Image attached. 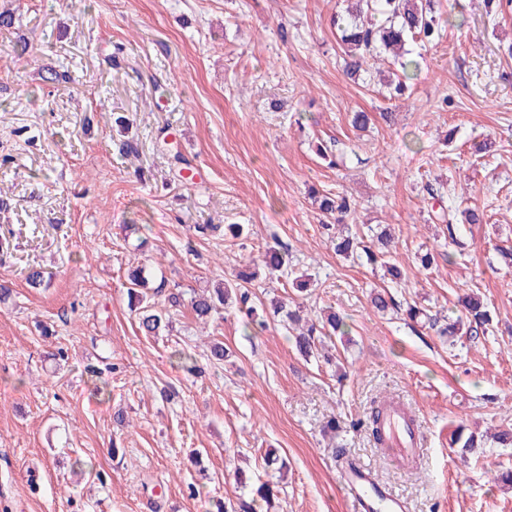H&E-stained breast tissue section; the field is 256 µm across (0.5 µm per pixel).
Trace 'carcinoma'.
<instances>
[{
    "instance_id": "1",
    "label": "carcinoma",
    "mask_w": 512,
    "mask_h": 512,
    "mask_svg": "<svg viewBox=\"0 0 512 512\" xmlns=\"http://www.w3.org/2000/svg\"><path fill=\"white\" fill-rule=\"evenodd\" d=\"M351 6L345 13L336 14L333 24L341 32L344 45V68L346 74L355 76L370 60H377L383 54H391L401 69V77L393 88L396 94L402 93L406 80L418 69L414 59H403V49L407 42L422 45L439 40L443 24L442 15L434 8L433 0H349ZM320 210L325 217L337 224L344 222L356 210V204L345 196L331 198L325 196L320 202ZM366 232L349 231L347 235L336 238L335 250L347 257L358 252L365 255L370 263L386 256L392 246V238L386 230L370 236V244H364ZM286 252L269 246L263 254L264 267L268 273H288L290 264L285 260ZM256 277V273L240 271L235 283H220L209 294H199L191 299V308L196 318L206 320L224 305L229 294H234L239 309L251 314L258 297L245 283ZM128 299L130 310L138 316L139 327L147 335H157L169 326L166 315L156 309L152 299L165 289L164 283L152 285L141 267L133 268L128 274ZM465 317L448 323L440 329L442 334L450 336L471 335L489 324V311L481 299L470 295L463 300ZM343 318L332 312L320 323H311L295 337V345L303 354L309 356L318 350L325 338L343 332Z\"/></svg>"
}]
</instances>
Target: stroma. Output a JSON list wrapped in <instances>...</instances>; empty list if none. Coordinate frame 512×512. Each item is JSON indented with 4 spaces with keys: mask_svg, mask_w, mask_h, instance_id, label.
I'll return each instance as SVG.
<instances>
[{
    "mask_svg": "<svg viewBox=\"0 0 512 512\" xmlns=\"http://www.w3.org/2000/svg\"><path fill=\"white\" fill-rule=\"evenodd\" d=\"M0 512H216L274 482L267 512H352L344 469L367 468L404 512H512V447L468 457L458 424L512 429V4L442 0L464 14L409 50L419 69L389 97L391 72L353 80L333 17L344 0H0ZM26 39L34 62L17 60ZM69 77L48 82V69ZM369 113L366 130L353 113ZM129 116L121 129L113 113ZM132 138L138 158L123 159ZM495 141L496 155L476 153ZM189 163L178 169L170 151ZM455 213L484 209L457 251L429 188ZM344 195L356 224L388 226L391 279L346 258L318 197ZM240 224L234 239L224 227ZM290 253L299 292L259 269L250 285L309 317L332 308L335 357H304L286 323L229 304L208 323L193 294L235 281L270 243ZM435 262L423 269L420 254ZM50 272L37 288L24 269ZM142 265L181 304L148 336L128 308ZM386 291L396 309L377 311ZM478 291L486 333L441 337ZM425 310L410 320L403 304ZM223 343L224 362L209 347ZM190 354L195 372L173 356ZM418 418V465L399 470L353 423L383 397ZM280 463H265L267 452Z\"/></svg>",
    "mask_w": 512,
    "mask_h": 512,
    "instance_id": "stroma-1",
    "label": "stroma"
}]
</instances>
